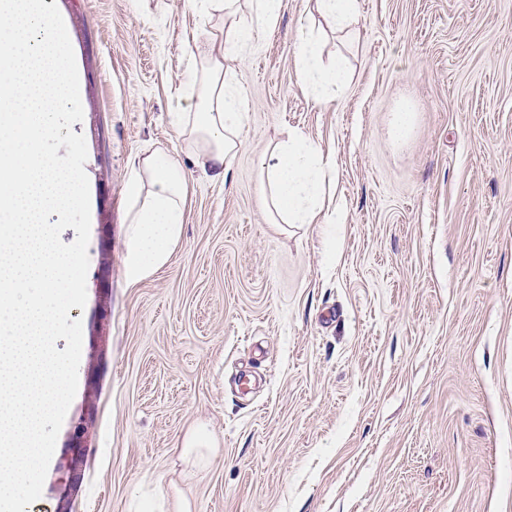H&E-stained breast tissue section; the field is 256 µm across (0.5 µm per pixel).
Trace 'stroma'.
Masks as SVG:
<instances>
[{
	"instance_id": "35a3bbf8",
	"label": "stroma",
	"mask_w": 512,
	"mask_h": 512,
	"mask_svg": "<svg viewBox=\"0 0 512 512\" xmlns=\"http://www.w3.org/2000/svg\"><path fill=\"white\" fill-rule=\"evenodd\" d=\"M231 63L248 98L227 183L186 162L172 115L190 0H57L83 81L90 185L76 396L26 512H512V0H359L321 29L347 88L298 82L310 0H284ZM413 126L396 139L395 112ZM336 170L334 240L271 224L259 159L289 131ZM161 149L188 181L182 235L125 276V185ZM205 432L202 466L184 442Z\"/></svg>"
}]
</instances>
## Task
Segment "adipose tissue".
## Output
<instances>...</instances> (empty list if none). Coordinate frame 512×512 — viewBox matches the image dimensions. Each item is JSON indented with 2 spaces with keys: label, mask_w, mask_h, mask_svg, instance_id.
Instances as JSON below:
<instances>
[{
  "label": "adipose tissue",
  "mask_w": 512,
  "mask_h": 512,
  "mask_svg": "<svg viewBox=\"0 0 512 512\" xmlns=\"http://www.w3.org/2000/svg\"><path fill=\"white\" fill-rule=\"evenodd\" d=\"M209 17L228 21L229 30H216L192 56L200 63L191 82L197 99L173 122L186 143L187 157L199 173L213 181H227L243 146L247 111L239 74L227 64L258 43L273 26L283 0H203ZM298 80L317 101L342 92L347 75L342 65H324L310 28H301L296 41ZM261 200L274 224H317L323 212L322 190L334 181L335 169L322 150L303 132L290 131L286 141L268 148L259 160ZM129 198L125 269L130 283L160 270L180 238L188 186L178 161L163 151L136 155L126 186Z\"/></svg>",
  "instance_id": "ef3b65f1"
}]
</instances>
